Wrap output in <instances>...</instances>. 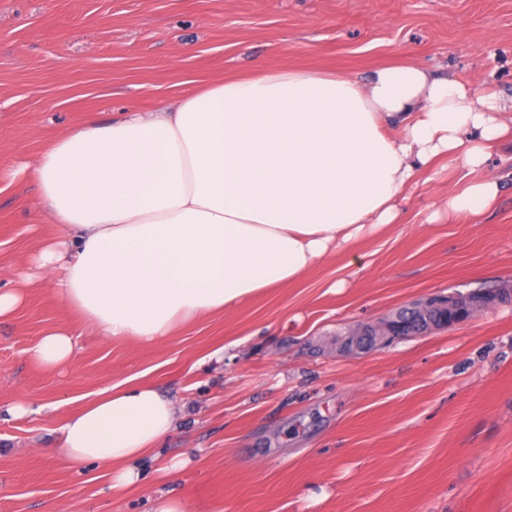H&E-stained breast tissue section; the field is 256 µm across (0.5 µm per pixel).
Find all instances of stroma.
Segmentation results:
<instances>
[{"label":"stroma","instance_id":"obj_1","mask_svg":"<svg viewBox=\"0 0 512 512\" xmlns=\"http://www.w3.org/2000/svg\"><path fill=\"white\" fill-rule=\"evenodd\" d=\"M417 63L512 100V0H0V512H512V300L361 354L347 328L437 294L512 286V144L487 172L482 218L436 216L468 182L459 159L422 171L398 223L364 231L297 282L187 321L157 346L108 341L32 277L60 237L30 163L87 114L174 104L228 75L288 67L366 80ZM77 350L48 369L45 331ZM223 350L221 362L211 361ZM146 376L179 408L137 460L136 486L75 469L61 427L80 398ZM27 401L26 414L11 411ZM76 344L72 336L63 330L44 333L31 349L32 357L42 366L56 369L70 360Z\"/></svg>","mask_w":512,"mask_h":512}]
</instances>
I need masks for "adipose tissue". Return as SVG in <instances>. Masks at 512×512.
Returning <instances> with one entry per match:
<instances>
[{
    "label": "adipose tissue",
    "mask_w": 512,
    "mask_h": 512,
    "mask_svg": "<svg viewBox=\"0 0 512 512\" xmlns=\"http://www.w3.org/2000/svg\"><path fill=\"white\" fill-rule=\"evenodd\" d=\"M504 111L482 82L407 63L365 82L301 68L231 76L158 112L90 114L34 162L65 237L33 263L99 336L158 345L176 322L299 280L365 227L397 223L417 170L437 159L461 157L476 175L448 215L487 213L500 185L483 170L512 140ZM74 351L51 330L31 355L55 369ZM176 418L154 383L119 384L65 420L62 451L124 489Z\"/></svg>",
    "instance_id": "ef3b65f1"
}]
</instances>
